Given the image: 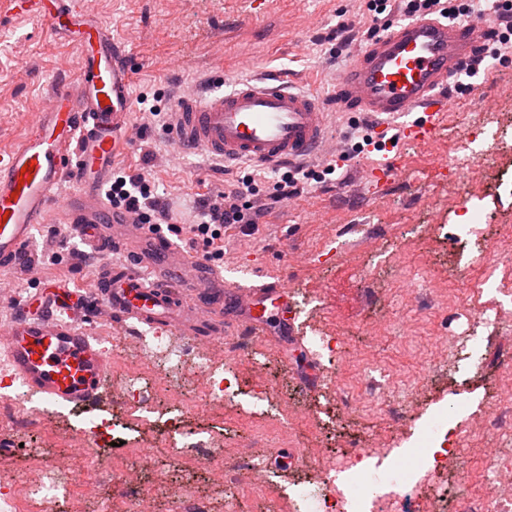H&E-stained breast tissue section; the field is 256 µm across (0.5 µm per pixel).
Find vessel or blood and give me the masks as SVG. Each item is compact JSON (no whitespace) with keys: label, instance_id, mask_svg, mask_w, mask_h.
Wrapping results in <instances>:
<instances>
[{"label":"vessel or blood","instance_id":"vessel-or-blood-1","mask_svg":"<svg viewBox=\"0 0 512 512\" xmlns=\"http://www.w3.org/2000/svg\"><path fill=\"white\" fill-rule=\"evenodd\" d=\"M23 13L45 20L54 35L78 47L81 101L55 92L34 133L0 159V268L16 264L37 225L55 219L92 249H123L128 261L103 268L95 292L107 319L134 320L202 340L238 323L254 335L296 334L297 302L286 279L259 288L231 282L127 215L107 212L99 186L124 150L133 127L130 65L111 35L76 0H20ZM487 22L449 25L420 18L375 39L341 79V104L398 122L404 141L432 139L448 108V82L482 46ZM178 143L227 163L268 167L313 157L328 134L319 98L278 78L235 83L231 90L182 97L172 114ZM30 179H22L24 165ZM94 170L79 193L57 203L69 167ZM74 293L40 297L39 316L15 320L0 335L1 376L21 381L56 404L92 403L109 360L74 320Z\"/></svg>","mask_w":512,"mask_h":512}]
</instances>
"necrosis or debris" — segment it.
Here are the masks:
<instances>
[{
  "label": "necrosis or debris",
  "instance_id": "necrosis-or-debris-1",
  "mask_svg": "<svg viewBox=\"0 0 512 512\" xmlns=\"http://www.w3.org/2000/svg\"><path fill=\"white\" fill-rule=\"evenodd\" d=\"M248 339L244 336L225 339L220 351L198 350L192 357V365L202 381L206 402L227 401L239 403L241 395L235 375L229 373L231 361L247 356ZM147 384L142 378L126 375L113 380L110 393L111 413L90 420L76 428L77 439L89 443L102 452L109 448L117 435L135 430L134 412L141 409ZM194 399L186 397L179 388L169 389L163 402L152 409L148 420L168 438L184 435L187 415L194 407ZM461 436L448 421L447 414L434 415L415 447L419 456H428V464L417 469L401 470L393 466L391 492L381 493L367 469L369 459L388 457L392 451L389 440H381L370 448L349 447L335 452L328 451L309 479L321 483L317 512H443L449 501L450 486L446 479L449 458L461 453ZM346 473V486H338L334 474ZM77 483V475L69 467L47 463L33 470L20 487L0 491V507L14 506L19 495H35L47 505H55ZM426 489V498L404 497L402 489L408 487ZM512 502V477L496 478L487 490L454 501L455 512H496L497 505Z\"/></svg>",
  "mask_w": 512,
  "mask_h": 512
}]
</instances>
